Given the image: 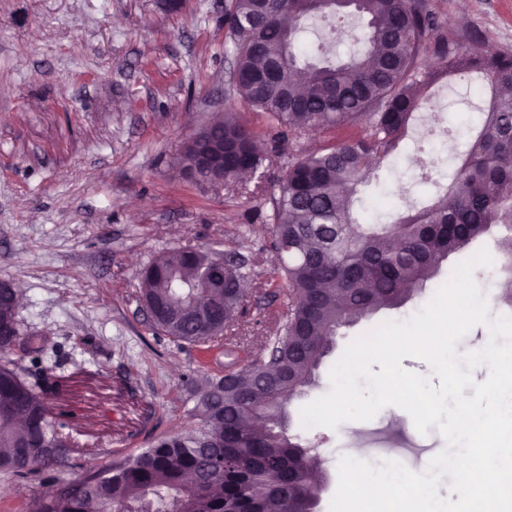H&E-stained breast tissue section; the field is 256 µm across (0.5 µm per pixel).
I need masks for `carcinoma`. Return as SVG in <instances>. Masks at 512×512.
Listing matches in <instances>:
<instances>
[{
	"label": "carcinoma",
	"mask_w": 512,
	"mask_h": 512,
	"mask_svg": "<svg viewBox=\"0 0 512 512\" xmlns=\"http://www.w3.org/2000/svg\"><path fill=\"white\" fill-rule=\"evenodd\" d=\"M322 12L316 0H225L235 91L264 114L266 134L230 108L177 157L191 177L199 148L222 141L224 161L199 178L231 183L249 172L274 195V271L266 286L287 298L275 313V335L256 352L229 336L247 307L248 254L227 253L230 276L214 281L208 273L218 252L198 245L159 253L140 271L154 333L196 349L204 366L214 352L232 356L194 385V430L159 435L93 472L74 471L51 389L12 358L21 302L0 301V472L51 474L39 512H316L322 461L286 433L278 409L313 383L336 330L401 306L450 256L493 230V263H512V52L473 50L480 37L446 31L428 0H352L332 13L364 18L363 50L337 66L312 64L301 24ZM459 73L485 75L489 90L475 95L489 101L444 193L393 224L352 218L358 185L404 138L428 104L427 90ZM317 129L333 131L336 142L289 155L283 177L266 178L261 141L283 152Z\"/></svg>",
	"instance_id": "obj_1"
}]
</instances>
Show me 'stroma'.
Listing matches in <instances>:
<instances>
[{"mask_svg":"<svg viewBox=\"0 0 512 512\" xmlns=\"http://www.w3.org/2000/svg\"><path fill=\"white\" fill-rule=\"evenodd\" d=\"M166 2L0 0V280L22 293L25 333L45 340L29 368L59 381L51 403L83 471L191 424L197 352L155 335L138 301L139 271L154 255L187 244L253 253L256 287L238 333L274 328L261 287L273 270L271 201L253 183L212 186L176 164L186 139L227 107L255 130L265 119L233 91L224 0H186L173 13ZM430 4L448 29L468 27L487 46L512 51V0ZM466 83L431 88L447 102L443 114L413 120L398 151L359 188V218L389 224L433 198L423 165L440 159L450 170L455 159L453 143L429 129L474 120L459 95ZM461 261L446 260L419 297L338 329L313 384L288 402L289 434L323 460L317 512H330L350 449L375 467L394 448L411 458L444 449L437 427L420 434L394 405L334 430L304 427L301 409L329 391L330 371L354 338L419 312ZM47 489L43 479L0 473V512L31 507Z\"/></svg>","mask_w":512,"mask_h":512,"instance_id":"obj_1","label":"stroma"}]
</instances>
